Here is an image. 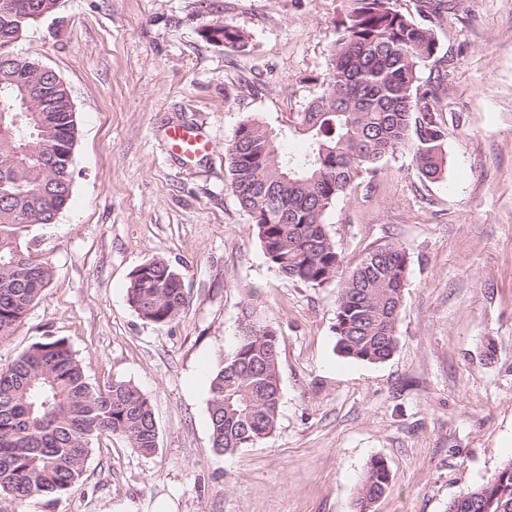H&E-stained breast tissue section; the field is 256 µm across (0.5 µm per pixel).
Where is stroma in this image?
<instances>
[{
  "instance_id": "35a3bbf8",
  "label": "stroma",
  "mask_w": 512,
  "mask_h": 512,
  "mask_svg": "<svg viewBox=\"0 0 512 512\" xmlns=\"http://www.w3.org/2000/svg\"><path fill=\"white\" fill-rule=\"evenodd\" d=\"M433 29L420 88L446 72L436 111L447 171L421 177L411 150L365 173L324 216L352 267L395 242L409 257L398 348L371 364L336 347L337 285L283 282L230 190L224 148L248 119L289 129L319 95L351 0H60L19 54L69 86L78 138L73 189L56 223L24 240L53 277L0 366L45 337L67 341L94 386H136L159 449L96 443L65 493L9 512H356L372 459L391 481L373 512H447L512 459V0H396ZM227 22L232 50L205 37ZM201 129L212 149L173 153L169 126ZM165 258L189 304L159 326L130 307L133 270ZM252 305L280 334L282 401L272 437L234 453L211 446L208 377ZM203 33L207 35V38L211 41L227 47L226 44H230L231 48L242 49L247 45L246 35L237 29H232L227 23H224V29H221L215 24H207L204 26ZM225 41V45H224Z\"/></svg>"
}]
</instances>
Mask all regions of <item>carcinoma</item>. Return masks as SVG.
Segmentation results:
<instances>
[{
  "label": "carcinoma",
  "instance_id": "cac0c4a2",
  "mask_svg": "<svg viewBox=\"0 0 512 512\" xmlns=\"http://www.w3.org/2000/svg\"><path fill=\"white\" fill-rule=\"evenodd\" d=\"M58 0H0V339L16 333L53 271L21 247L28 228L54 224L71 199L73 164L61 160L76 140L65 90L35 69L15 46L56 10ZM438 51L432 29L400 13L394 0H352L338 29L323 92L294 121L307 138L300 156L281 151L280 133L254 120L236 128L225 152L230 188L255 224L271 267L284 281L323 288L343 268L324 216L362 172L379 171L398 149L413 148L421 176L443 178L446 129L419 93L418 71ZM29 96L38 111L21 127L16 109ZM409 266L398 243L370 251L345 272L336 303V347L344 357L381 363L398 346L397 322ZM143 319L166 326L188 298L183 277L166 259L138 265L127 289ZM212 448L254 446L277 429L281 401L277 329L247 305L232 352L209 378ZM120 437L141 455L158 448L150 400L130 383L94 387L70 346L46 337L0 366V496L26 500L58 494L83 475L93 445ZM381 459L368 466L357 512H371L387 490ZM448 512H512V460L462 493Z\"/></svg>",
  "mask_w": 512,
  "mask_h": 512
}]
</instances>
